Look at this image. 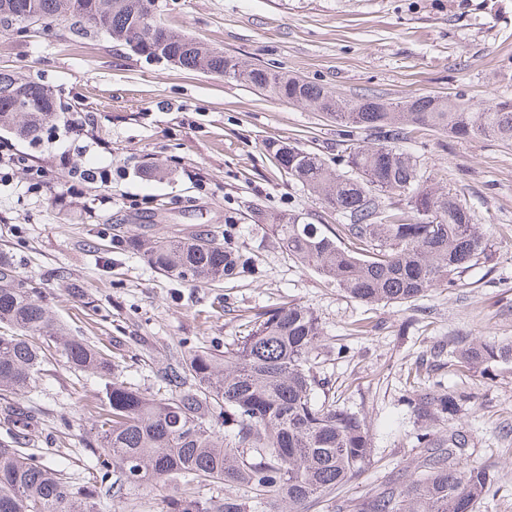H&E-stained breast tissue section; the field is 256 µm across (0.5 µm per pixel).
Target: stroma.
<instances>
[{
  "mask_svg": "<svg viewBox=\"0 0 512 512\" xmlns=\"http://www.w3.org/2000/svg\"><path fill=\"white\" fill-rule=\"evenodd\" d=\"M173 30L247 64H263L346 96L404 102L422 95L478 112L512 98V0H155ZM0 70L52 90L59 116L32 142L0 131V252L40 284L68 335L117 357V374L151 388L157 364L182 346L223 347L245 318L292 301L324 329L321 375L336 402L364 417L373 460L309 512L359 506L414 468L418 423L409 395L444 384L463 395L459 424L492 492L474 512H512V362L461 368L458 342L512 343V144L413 132L408 143L431 184L454 193L490 229V257L408 304L348 298L283 252L258 212L296 211L332 224L263 149L286 139L336 163V126L321 112L246 85L151 61L115 39L0 32ZM72 148L60 160L52 146ZM104 167L108 182L77 168ZM232 229L257 270L192 286L117 249L113 235L187 236ZM366 332H356V323ZM39 426L29 447L78 477L94 455L98 379L46 364L19 394Z\"/></svg>",
  "mask_w": 512,
  "mask_h": 512,
  "instance_id": "35a3bbf8",
  "label": "stroma"
}]
</instances>
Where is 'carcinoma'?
Segmentation results:
<instances>
[{
  "instance_id": "obj_1",
  "label": "carcinoma",
  "mask_w": 512,
  "mask_h": 512,
  "mask_svg": "<svg viewBox=\"0 0 512 512\" xmlns=\"http://www.w3.org/2000/svg\"><path fill=\"white\" fill-rule=\"evenodd\" d=\"M92 0H0V30L18 15L65 17L76 38L123 39L148 24L150 50L181 54V68L243 83L289 103L311 105L343 127L336 143L341 172L316 153L284 141L264 150L343 223L304 222L299 214H269L266 225L289 259L310 267L349 298L365 303H411L475 265L488 229L448 192L428 184L403 143L406 127L458 137L495 136L512 143V98L486 110L451 107L439 96L393 103L375 95L345 98L323 87L262 66L246 67L221 50L180 53L185 35L155 16L132 14L130 3L105 0L102 26L93 23ZM22 89L32 111H7ZM57 116L53 94L34 81L0 71V130L36 141ZM370 132L360 141L350 130ZM143 252L162 274L194 286L231 279L255 258L208 230L153 240L115 239ZM0 512H126L127 490L163 493L162 512H305L333 497L372 459L362 418L336 404L321 377L323 328L315 312L283 302L247 318L246 334L224 350L204 344L155 370L151 391L119 378L112 356L79 336H67L40 288L0 257ZM470 369L512 361V345L475 341L456 350ZM88 372L103 385L108 410L95 423L98 455L78 482L24 448L38 426L32 411L11 395L36 386L50 361ZM424 427L417 437V469L374 493L357 512H473L494 481L474 464L461 427L437 429L460 411L459 399L440 384L407 399Z\"/></svg>"
}]
</instances>
